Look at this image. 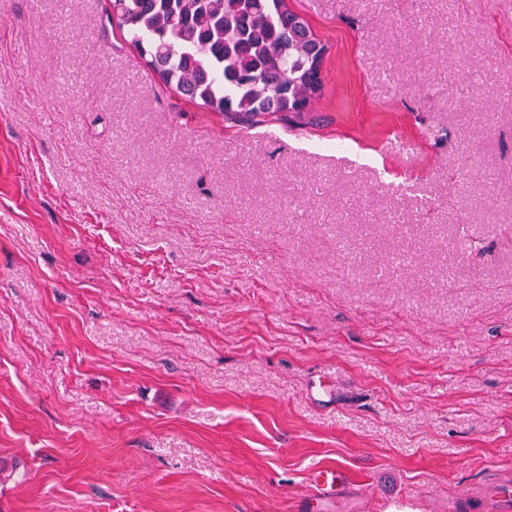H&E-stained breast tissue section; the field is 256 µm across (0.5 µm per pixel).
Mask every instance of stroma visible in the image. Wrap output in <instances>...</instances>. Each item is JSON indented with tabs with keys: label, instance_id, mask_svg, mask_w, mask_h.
Instances as JSON below:
<instances>
[{
	"label": "stroma",
	"instance_id": "35a3bbf8",
	"mask_svg": "<svg viewBox=\"0 0 512 512\" xmlns=\"http://www.w3.org/2000/svg\"><path fill=\"white\" fill-rule=\"evenodd\" d=\"M250 127L103 0H0V512H448L512 469V0H286ZM466 252H458V241ZM346 480L343 470L331 463L322 464L312 473L310 498L323 505L336 496V491Z\"/></svg>",
	"mask_w": 512,
	"mask_h": 512
}]
</instances>
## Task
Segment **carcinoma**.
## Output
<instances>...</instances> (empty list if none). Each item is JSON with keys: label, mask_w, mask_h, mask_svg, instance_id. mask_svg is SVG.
I'll use <instances>...</instances> for the list:
<instances>
[{"label": "carcinoma", "mask_w": 512, "mask_h": 512, "mask_svg": "<svg viewBox=\"0 0 512 512\" xmlns=\"http://www.w3.org/2000/svg\"><path fill=\"white\" fill-rule=\"evenodd\" d=\"M104 14L183 99L245 125L303 112L325 45L286 0H107Z\"/></svg>", "instance_id": "cac0c4a2"}]
</instances>
